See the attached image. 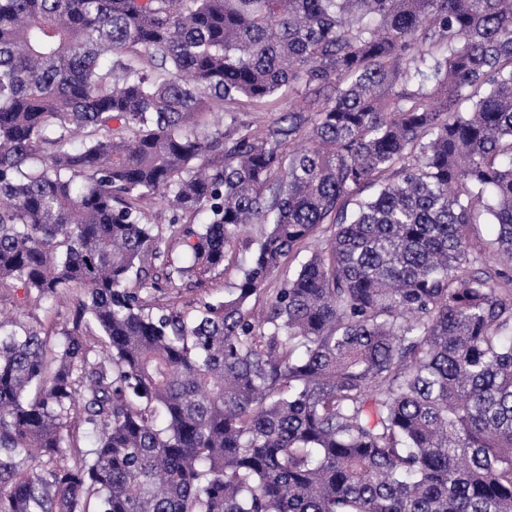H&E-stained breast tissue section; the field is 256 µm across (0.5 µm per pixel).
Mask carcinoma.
<instances>
[{
	"mask_svg": "<svg viewBox=\"0 0 512 512\" xmlns=\"http://www.w3.org/2000/svg\"><path fill=\"white\" fill-rule=\"evenodd\" d=\"M0 288V512H512V0H0ZM303 106L301 98L295 97L292 93L288 94V88L274 99L256 104L240 98L236 103L231 104L230 107L238 110L241 116L244 114L245 118L252 122L253 128L258 130L263 129L272 119H275L283 112H288V109H299ZM254 246L245 247V244L237 242L227 253L224 261V273L206 282V288H199L194 291H184V294L177 295L180 302H189L193 299L206 297L211 299H222L227 295L234 284L237 283L241 269L246 266L252 256ZM180 296V297H179ZM70 303L65 301L56 305L46 306L36 310L35 314L31 316L29 321L37 328L44 327L48 330L62 332L66 328V320L68 316Z\"/></svg>",
	"mask_w": 512,
	"mask_h": 512,
	"instance_id": "cac0c4a2",
	"label": "carcinoma"
}]
</instances>
